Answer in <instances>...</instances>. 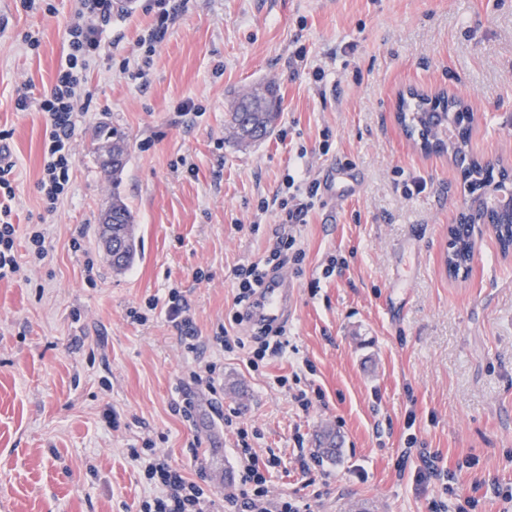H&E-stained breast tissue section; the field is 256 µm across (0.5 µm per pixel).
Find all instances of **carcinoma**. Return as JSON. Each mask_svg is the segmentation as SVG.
<instances>
[{"label": "carcinoma", "instance_id": "carcinoma-1", "mask_svg": "<svg viewBox=\"0 0 512 512\" xmlns=\"http://www.w3.org/2000/svg\"><path fill=\"white\" fill-rule=\"evenodd\" d=\"M281 107V98L271 85L255 87L247 93L234 94L228 112V123L234 130L237 142L248 146L267 138L275 128ZM401 112V124L409 138L414 141H421L426 145L431 144L433 139L439 142V135L448 131V126L451 125L463 137L458 143L457 151L460 152L466 147L464 136L471 130V117L463 106L458 105L450 109L442 99L434 105L429 98H417L404 102ZM98 139L106 144H112V164L107 165L101 161L99 165L112 173V243L119 244V248L112 252V267L120 271L133 264L138 254L134 216L119 191L129 156L127 136L118 129L104 125L99 128ZM461 177L464 185L471 188V195L474 194L472 188L480 185L482 181L512 183L509 171L497 170L492 165H483L474 159L463 168ZM483 218L484 214L480 211L462 216V224L454 237L456 266H461L469 259L471 229L481 223Z\"/></svg>", "mask_w": 512, "mask_h": 512}]
</instances>
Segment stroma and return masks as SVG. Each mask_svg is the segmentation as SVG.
<instances>
[{"label": "stroma", "mask_w": 512, "mask_h": 512, "mask_svg": "<svg viewBox=\"0 0 512 512\" xmlns=\"http://www.w3.org/2000/svg\"><path fill=\"white\" fill-rule=\"evenodd\" d=\"M51 2L48 14L0 0L15 254L29 261L36 224L46 246L29 279L0 280V512H137L153 489L131 452L147 439L187 477L205 471L218 512H242L233 432L213 457L210 434L174 411L198 356L223 368L221 394L195 392L198 411L220 405L255 428L258 454L281 458L272 488L307 497L309 512H430L450 487L480 497L477 512H506L491 489L512 484V257L485 234L469 275H448L460 173L405 137L394 106L409 87L454 92L478 114L471 155L512 159V0H188L134 81L121 66L140 55L154 18L152 0H135L104 32L68 195L49 213L37 190L46 119L14 101L48 94L67 52L76 0ZM263 83L275 84L280 117L268 138L237 148L229 94ZM187 101L194 111H181ZM102 125L128 141L120 191L141 256L121 273L101 237L113 191L95 161ZM292 166L320 181L322 197L296 229L306 258L288 274V346L254 370L210 340L233 307L235 268L274 243L275 217L255 205ZM411 178L424 188L408 197ZM172 288L190 306L197 353L184 351L161 304ZM150 298L158 308L132 321L129 309ZM302 389L314 396L306 410L294 399ZM327 430L339 443L331 456L318 448ZM302 447L319 457L307 473ZM423 451L453 472L451 484L414 482Z\"/></svg>", "instance_id": "stroma-1"}]
</instances>
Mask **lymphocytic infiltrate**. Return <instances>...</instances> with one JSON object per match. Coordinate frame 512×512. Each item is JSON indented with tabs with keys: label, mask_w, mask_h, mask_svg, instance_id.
<instances>
[{
	"label": "lymphocytic infiltrate",
	"mask_w": 512,
	"mask_h": 512,
	"mask_svg": "<svg viewBox=\"0 0 512 512\" xmlns=\"http://www.w3.org/2000/svg\"><path fill=\"white\" fill-rule=\"evenodd\" d=\"M155 19L141 43L145 51L140 59L124 62L123 71L131 78L147 74L151 57L165 40L179 7L172 0H154ZM113 0H78L74 19L68 26V52L57 70L49 95L32 101L29 93H21L15 101L19 112L37 107L44 112L48 135L44 143L43 162L37 189L46 211H55L68 192L74 155V130L80 112L89 102L83 97L90 62L99 56L102 35L112 18ZM10 134L0 131V279L21 274L15 253L16 227L12 221L15 190L12 173L15 163L6 146ZM319 185L303 175H286L282 191L274 198H260L258 213H274L277 227L276 244L260 261L238 266L234 271L236 294L235 314L228 322L219 324L212 338L218 351L242 354L250 368H258L267 353H279L287 345L286 329L279 326L262 329L250 336L235 335L240 323L238 310L243 307L262 284L268 271L288 266L301 267L305 252L297 248L292 233L295 225L303 223L318 197ZM224 424L237 435L240 457V484L246 512H308L302 500L274 493L268 475L280 463L275 451L259 456L250 443V431L236 414L223 418ZM132 456L146 482L153 486L151 496L143 499L139 512H214V493L208 485L188 478L172 466L166 456L148 447L133 451Z\"/></svg>",
	"instance_id": "lymphocytic-infiltrate-1"
}]
</instances>
